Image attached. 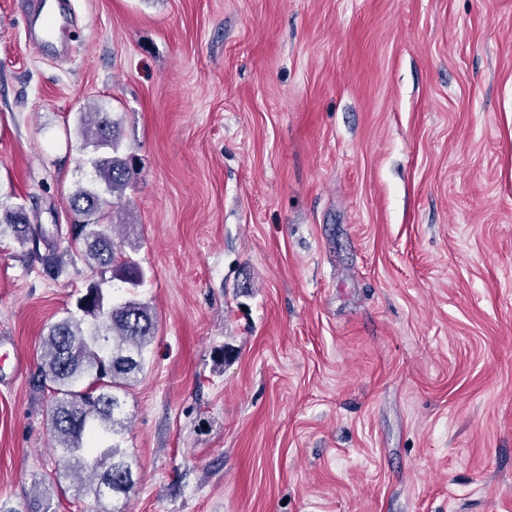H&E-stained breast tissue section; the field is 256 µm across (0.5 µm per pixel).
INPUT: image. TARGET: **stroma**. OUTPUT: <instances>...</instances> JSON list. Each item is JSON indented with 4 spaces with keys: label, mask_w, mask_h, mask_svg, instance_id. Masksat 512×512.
Wrapping results in <instances>:
<instances>
[{
    "label": "stroma",
    "mask_w": 512,
    "mask_h": 512,
    "mask_svg": "<svg viewBox=\"0 0 512 512\" xmlns=\"http://www.w3.org/2000/svg\"><path fill=\"white\" fill-rule=\"evenodd\" d=\"M0 0V196L71 222L119 121L157 333L123 512H512V0ZM0 241V499L61 468L32 383L75 307Z\"/></svg>",
    "instance_id": "stroma-1"
}]
</instances>
